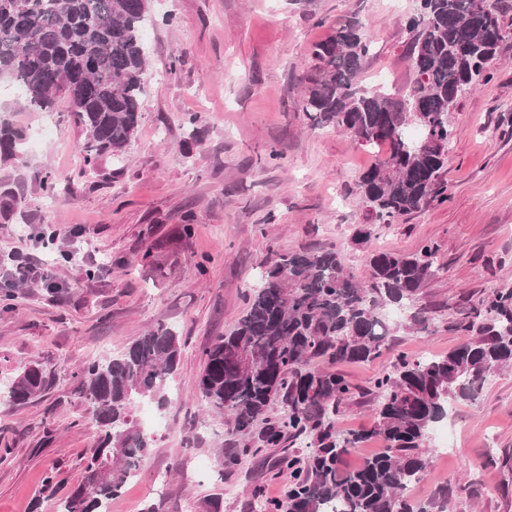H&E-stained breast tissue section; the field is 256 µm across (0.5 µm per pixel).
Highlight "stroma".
Here are the masks:
<instances>
[{
	"instance_id": "obj_1",
	"label": "stroma",
	"mask_w": 512,
	"mask_h": 512,
	"mask_svg": "<svg viewBox=\"0 0 512 512\" xmlns=\"http://www.w3.org/2000/svg\"><path fill=\"white\" fill-rule=\"evenodd\" d=\"M506 2L509 36L492 79L462 95L448 115L456 131L448 200L375 226L363 248L352 242L365 221L354 183L381 152L336 128L312 127L298 101L314 44L351 16L374 45L362 85L405 90L413 79L405 54L411 35L390 0H153L138 128L124 153L93 169L66 102L50 117L24 108L15 88L0 84V110L27 136L23 158L0 160V185L19 198L12 215L0 217V260L31 249L32 237L51 229L56 241L42 254L55 260L60 286L54 294L38 282L8 281L0 270V296H14L12 310L0 311V384L31 363L48 374L38 397L0 408V512H57L60 497L81 482L97 439L75 372L158 325L185 344L164 412L149 403L137 408L157 415L161 428L112 512H262L280 498L292 481L285 460L304 459L306 441L242 453L225 413L195 396L206 348L245 311L269 251L333 247L364 281L366 251L412 253L425 241L438 247L439 271L418 296L431 333L398 328L391 352L344 366L363 393L341 405L338 432L372 427L370 389L394 352L432 356L459 343L450 315L512 287ZM273 149L280 159L269 160ZM46 170L59 178L50 197L39 185ZM75 228L81 238L71 237ZM62 252L69 260H59ZM447 430V440L431 439L412 497L433 498L444 486L447 512H512V368L495 375L476 402L455 404ZM231 454L237 462L228 470ZM49 473L53 493L45 488Z\"/></svg>"
}]
</instances>
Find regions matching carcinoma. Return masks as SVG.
Returning <instances> with one entry per match:
<instances>
[{"mask_svg": "<svg viewBox=\"0 0 512 512\" xmlns=\"http://www.w3.org/2000/svg\"><path fill=\"white\" fill-rule=\"evenodd\" d=\"M415 2L403 18L412 33L407 53L414 72L405 92L359 83L372 42L354 18L336 23L315 46L314 64L302 76L298 108L312 126L331 125L361 145L385 147L356 183L367 208L356 245L375 226L448 199L443 169L454 136L448 113L463 92L491 79L506 37L499 0ZM149 6L150 0H0V81L11 82L36 111L51 112L66 100L84 136L87 164L124 152L139 125ZM24 139L0 119V159L19 157ZM436 254L430 241L411 254L374 251L362 283L334 248L272 252L244 313L205 350L196 396L224 409L231 437H251L279 402L283 416L267 424L259 447L278 448L287 437L310 440L305 460L283 458L296 478L275 512H446L447 490L420 502L408 489L426 473L430 431L452 404L477 401L488 377L512 366V288L494 289L452 324L462 341L448 353L395 356L371 390L377 399L372 429L341 434L332 421L357 391L339 367L390 350L397 325L389 311L407 310L435 275ZM431 325L425 311L406 316L405 326L416 333ZM180 352L179 336L158 326L74 373L98 437L84 480L67 492L60 512H109L154 444L134 420L135 409L144 400L166 408ZM45 384L41 365L26 366L0 406L24 404ZM374 439L380 452L345 466L348 455Z\"/></svg>", "mask_w": 512, "mask_h": 512, "instance_id": "obj_1", "label": "carcinoma"}]
</instances>
